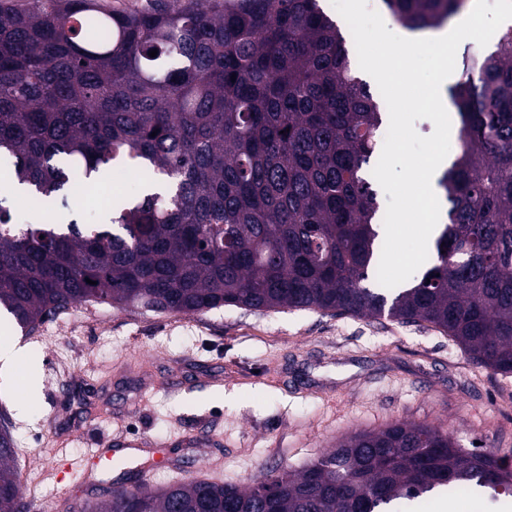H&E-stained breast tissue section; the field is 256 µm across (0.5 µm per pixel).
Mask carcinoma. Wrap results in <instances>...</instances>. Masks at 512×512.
<instances>
[{"instance_id":"1","label":"carcinoma","mask_w":512,"mask_h":512,"mask_svg":"<svg viewBox=\"0 0 512 512\" xmlns=\"http://www.w3.org/2000/svg\"><path fill=\"white\" fill-rule=\"evenodd\" d=\"M407 30L464 0H383ZM157 50V55L149 52ZM236 79H231V76ZM460 151L436 260L375 281L382 250L368 168L383 113L318 0H0V159L38 224L0 196V313L32 332L82 303L159 313L310 309L432 326L512 374V26L450 88ZM119 161L141 192L102 224L63 223L74 173L95 189ZM94 284L87 283V280ZM0 414V512H28ZM512 497V457L424 424L360 431L299 472L245 487L195 479L112 487L84 512H398L431 492ZM107 10L134 14L153 9L160 1L167 0H100Z\"/></svg>"}]
</instances>
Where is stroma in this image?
<instances>
[{"label": "stroma", "mask_w": 512, "mask_h": 512, "mask_svg": "<svg viewBox=\"0 0 512 512\" xmlns=\"http://www.w3.org/2000/svg\"><path fill=\"white\" fill-rule=\"evenodd\" d=\"M6 338L36 390L22 407L24 386L0 374L30 512H82L92 489L124 480L102 454L125 442L132 469L147 459L138 441L157 451L154 488L208 474L245 486L395 422L439 427L463 448H512V376L386 317L85 303Z\"/></svg>", "instance_id": "obj_1"}]
</instances>
